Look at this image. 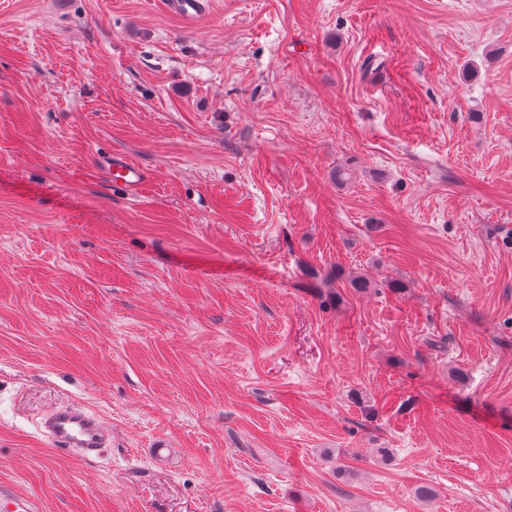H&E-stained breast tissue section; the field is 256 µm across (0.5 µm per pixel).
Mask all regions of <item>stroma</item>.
Listing matches in <instances>:
<instances>
[{
  "label": "stroma",
  "mask_w": 512,
  "mask_h": 512,
  "mask_svg": "<svg viewBox=\"0 0 512 512\" xmlns=\"http://www.w3.org/2000/svg\"><path fill=\"white\" fill-rule=\"evenodd\" d=\"M164 2L0 0V489L512 512V0ZM165 6L192 24L200 21L209 11L208 0H166ZM112 185L129 191L138 190L147 180L146 171L125 155L114 153L106 163ZM39 429L57 450L88 460L110 444L111 435L101 420L87 409L65 405L42 417Z\"/></svg>",
  "instance_id": "obj_1"
}]
</instances>
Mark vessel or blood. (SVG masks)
<instances>
[{"mask_svg":"<svg viewBox=\"0 0 512 512\" xmlns=\"http://www.w3.org/2000/svg\"><path fill=\"white\" fill-rule=\"evenodd\" d=\"M165 6L182 19L195 23L209 11L208 0H165ZM113 186L138 190L147 180L146 171L120 153L106 163ZM39 429L59 451L87 460L108 447L111 435L101 420L87 409L65 405L42 417ZM0 512H35L32 500L11 490L0 491Z\"/></svg>","mask_w":512,"mask_h":512,"instance_id":"b4317fda","label":"vessel or blood"}]
</instances>
